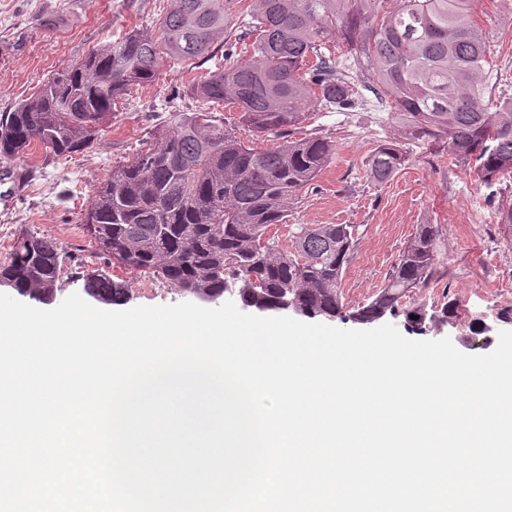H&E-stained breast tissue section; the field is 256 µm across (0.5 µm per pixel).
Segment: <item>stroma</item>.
<instances>
[{"instance_id":"obj_1","label":"stroma","mask_w":512,"mask_h":512,"mask_svg":"<svg viewBox=\"0 0 512 512\" xmlns=\"http://www.w3.org/2000/svg\"><path fill=\"white\" fill-rule=\"evenodd\" d=\"M169 7L170 0H0V113L94 46L156 26ZM476 19L491 46L489 93L512 97V0H478ZM195 75L191 67L163 64L152 83L134 87L117 104L111 128L81 153L48 162L36 148L24 158L0 161V228L6 231L0 258L22 232L48 234L68 255L61 275L67 293L82 290L76 269H98L126 284L129 307L187 301V294L169 284L108 264L91 246L82 221L98 183L169 113L207 111L238 125L235 109L186 94ZM398 130L394 112L369 92L348 111L313 104L291 135L330 137L336 153L274 232L285 240L298 224L355 225L358 245L343 287L349 304L358 306L384 287L417 225H441L446 246L436 278L420 298L438 306L443 293L465 291L469 303L455 324H434L424 337L470 335L473 319L491 322L512 308V231L499 220L491 188L477 184L447 152H431L423 142L408 144L410 160L391 180L374 183L369 156Z\"/></svg>"}]
</instances>
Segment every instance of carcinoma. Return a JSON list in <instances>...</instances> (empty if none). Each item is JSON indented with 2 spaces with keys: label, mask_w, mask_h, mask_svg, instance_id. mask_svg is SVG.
<instances>
[{
  "label": "carcinoma",
  "mask_w": 512,
  "mask_h": 512,
  "mask_svg": "<svg viewBox=\"0 0 512 512\" xmlns=\"http://www.w3.org/2000/svg\"><path fill=\"white\" fill-rule=\"evenodd\" d=\"M251 21L229 27L224 0H172L156 30L134 29L63 67L0 114V160L45 150L70 157L90 147L135 86L155 80L167 61L193 66L224 48L227 64L198 76L188 91L231 105L255 134L276 147L252 148L207 112H174L150 144L115 165L84 215L88 237L112 263L191 295L288 294L316 314L370 320L435 276L438 224H420L386 285L347 311L343 279L357 246L350 224H299L283 247L271 235L336 152L329 137H290L309 107L358 103L354 70L401 120V141L377 145L370 178L391 180L407 160L405 142L448 150L475 182L512 176V98L486 100L488 41L476 0H248ZM240 43L250 56L236 57ZM341 44L353 58L339 65ZM66 253L54 237L23 233L0 259V278L35 303L55 294ZM83 291L124 305V283L107 273L82 276Z\"/></svg>",
  "instance_id": "1"
}]
</instances>
